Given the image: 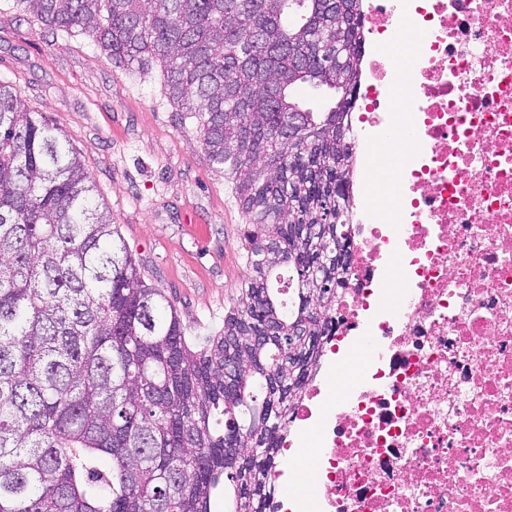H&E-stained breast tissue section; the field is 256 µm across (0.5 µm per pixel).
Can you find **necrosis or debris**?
<instances>
[{
	"label": "necrosis or debris",
	"mask_w": 512,
	"mask_h": 512,
	"mask_svg": "<svg viewBox=\"0 0 512 512\" xmlns=\"http://www.w3.org/2000/svg\"><path fill=\"white\" fill-rule=\"evenodd\" d=\"M354 155L406 129L385 204L352 215L351 265L281 448L314 450L298 512H512V0H368ZM356 368L353 363L345 364L340 370L336 372L334 365H329L325 360L321 374L325 379H332L336 385V391H341L351 382L355 376Z\"/></svg>",
	"instance_id": "4bbe7bcc"
}]
</instances>
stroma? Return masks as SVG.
<instances>
[{
  "instance_id": "35a3bbf8",
  "label": "stroma",
  "mask_w": 512,
  "mask_h": 512,
  "mask_svg": "<svg viewBox=\"0 0 512 512\" xmlns=\"http://www.w3.org/2000/svg\"><path fill=\"white\" fill-rule=\"evenodd\" d=\"M0 80L65 136L145 281L174 302L188 338L220 330L248 274L246 218L196 120L176 111L156 72L113 68L89 39L38 30L13 0H0ZM196 220L206 237L195 234Z\"/></svg>"
}]
</instances>
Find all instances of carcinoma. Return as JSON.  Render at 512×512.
I'll list each match as a JSON object with an SVG mask.
<instances>
[{"label": "carcinoma", "instance_id": "obj_1", "mask_svg": "<svg viewBox=\"0 0 512 512\" xmlns=\"http://www.w3.org/2000/svg\"><path fill=\"white\" fill-rule=\"evenodd\" d=\"M14 2L118 67L159 64L234 183L249 272L189 344L64 135L0 81V512H211L219 491L266 512L350 267L364 0ZM305 88L336 97L317 111Z\"/></svg>", "mask_w": 512, "mask_h": 512}]
</instances>
